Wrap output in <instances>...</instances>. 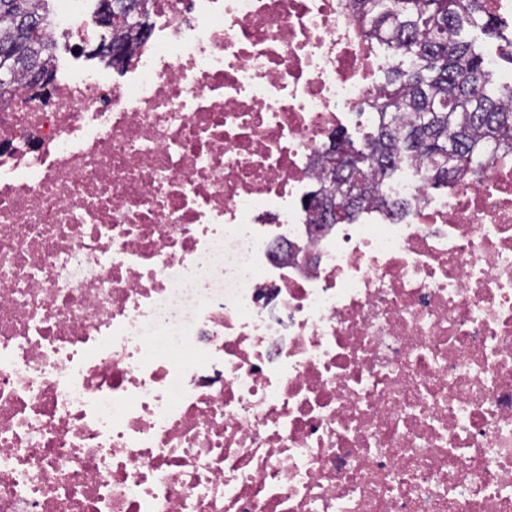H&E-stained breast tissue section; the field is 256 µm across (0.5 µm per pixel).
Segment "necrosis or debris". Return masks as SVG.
Wrapping results in <instances>:
<instances>
[{
	"label": "necrosis or debris",
	"instance_id": "necrosis-or-debris-1",
	"mask_svg": "<svg viewBox=\"0 0 512 512\" xmlns=\"http://www.w3.org/2000/svg\"><path fill=\"white\" fill-rule=\"evenodd\" d=\"M145 4L0 104V512H512V150L317 223L354 0Z\"/></svg>",
	"mask_w": 512,
	"mask_h": 512
}]
</instances>
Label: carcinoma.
Returning <instances> with one entry per match:
<instances>
[{
	"mask_svg": "<svg viewBox=\"0 0 512 512\" xmlns=\"http://www.w3.org/2000/svg\"><path fill=\"white\" fill-rule=\"evenodd\" d=\"M112 4V45L121 54L100 56L121 65L143 38L142 0H99ZM373 30H382L393 50L413 60L394 68L371 107L379 112L376 135L356 148L343 135L324 156L347 157L346 168L326 173L321 192L336 201L341 219L319 215L320 224L349 223L374 198L376 179L392 172L394 157L416 160L436 184L454 172L476 171L488 163L491 143L512 145V87L493 91V72L475 43L461 37L465 23L480 17L479 0H397L385 10L381 0H355ZM37 17L33 0H0V47L22 50L14 79L0 81V98L12 94L32 67L53 75L54 41Z\"/></svg>",
	"mask_w": 512,
	"mask_h": 512,
	"instance_id": "obj_1",
	"label": "carcinoma"
}]
</instances>
